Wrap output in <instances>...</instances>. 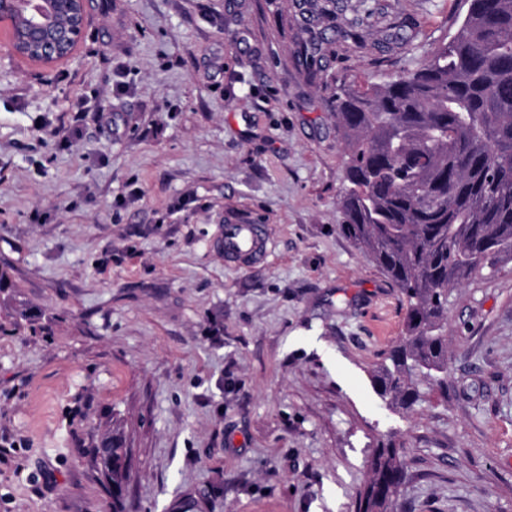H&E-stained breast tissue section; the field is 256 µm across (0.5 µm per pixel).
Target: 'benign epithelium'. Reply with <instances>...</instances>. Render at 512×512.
Wrapping results in <instances>:
<instances>
[{
  "mask_svg": "<svg viewBox=\"0 0 512 512\" xmlns=\"http://www.w3.org/2000/svg\"><path fill=\"white\" fill-rule=\"evenodd\" d=\"M88 0H0V48L43 65L70 60L83 34Z\"/></svg>",
  "mask_w": 512,
  "mask_h": 512,
  "instance_id": "obj_1",
  "label": "benign epithelium"
}]
</instances>
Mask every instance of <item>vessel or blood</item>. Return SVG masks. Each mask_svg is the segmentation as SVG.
<instances>
[{
    "mask_svg": "<svg viewBox=\"0 0 512 512\" xmlns=\"http://www.w3.org/2000/svg\"><path fill=\"white\" fill-rule=\"evenodd\" d=\"M268 242L263 221L233 209L225 211L218 246L226 262L244 267L262 262L269 252Z\"/></svg>",
    "mask_w": 512,
    "mask_h": 512,
    "instance_id": "obj_1",
    "label": "vessel or blood"
}]
</instances>
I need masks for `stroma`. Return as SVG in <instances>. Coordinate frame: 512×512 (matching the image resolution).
<instances>
[{
  "label": "stroma",
  "instance_id": "obj_1",
  "mask_svg": "<svg viewBox=\"0 0 512 512\" xmlns=\"http://www.w3.org/2000/svg\"><path fill=\"white\" fill-rule=\"evenodd\" d=\"M467 9L336 0L363 40H329L315 80L272 0H90L67 63L0 56V512H112L89 462L112 421L123 512H354L391 435L405 512H512V254L449 297L447 391L390 408L369 370L406 310L340 229L327 105ZM228 207L268 224L263 265L225 264Z\"/></svg>",
  "mask_w": 512,
  "mask_h": 512
}]
</instances>
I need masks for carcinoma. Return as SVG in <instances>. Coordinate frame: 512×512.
Listing matches in <instances>:
<instances>
[{
  "label": "carcinoma",
  "instance_id": "1",
  "mask_svg": "<svg viewBox=\"0 0 512 512\" xmlns=\"http://www.w3.org/2000/svg\"><path fill=\"white\" fill-rule=\"evenodd\" d=\"M304 23L296 67L324 68L322 28H336V0L288 2ZM345 144L341 230L398 288L403 336L369 371L375 392L410 411L448 387V297L493 255L512 253V0H469L451 41L420 66L380 85L355 82L328 96ZM125 439L105 429L93 465L121 512L129 480ZM403 445L378 441L358 512H398Z\"/></svg>",
  "mask_w": 512,
  "mask_h": 512
}]
</instances>
